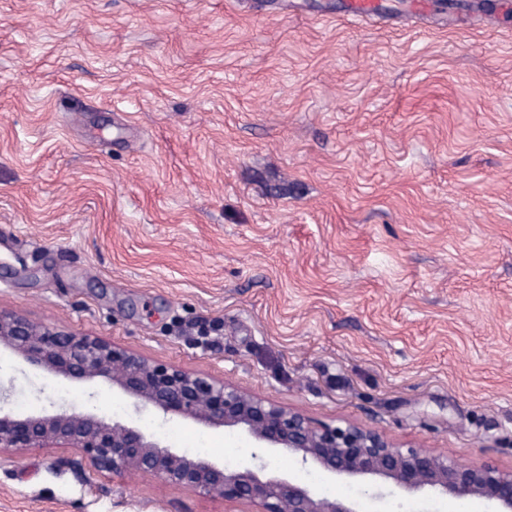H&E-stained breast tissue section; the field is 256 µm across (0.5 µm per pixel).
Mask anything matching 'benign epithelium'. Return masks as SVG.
Instances as JSON below:
<instances>
[{
  "label": "benign epithelium",
  "mask_w": 512,
  "mask_h": 512,
  "mask_svg": "<svg viewBox=\"0 0 512 512\" xmlns=\"http://www.w3.org/2000/svg\"><path fill=\"white\" fill-rule=\"evenodd\" d=\"M2 346L51 374L102 380L136 407H150L165 418L236 428L257 447L294 456L330 480L379 479L387 492L374 495L378 501L393 493L429 501L477 498L490 512H512V470L492 463L468 464L447 454L403 448L381 432L355 425L316 423L232 384L149 362L99 337L0 312ZM8 399L0 392V450L76 448L97 471L150 474L205 495L257 504L260 512H362L354 499L327 496L263 464L227 468L176 451L135 420L109 423L92 412H19L4 407Z\"/></svg>",
  "instance_id": "benign-epithelium-1"
}]
</instances>
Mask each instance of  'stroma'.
I'll use <instances>...</instances> for the list:
<instances>
[{
    "label": "stroma",
    "mask_w": 512,
    "mask_h": 512,
    "mask_svg": "<svg viewBox=\"0 0 512 512\" xmlns=\"http://www.w3.org/2000/svg\"><path fill=\"white\" fill-rule=\"evenodd\" d=\"M389 2L0 0V311L512 470V8ZM0 386L255 452L5 349ZM0 512L256 509L28 448ZM343 9L347 16L364 21L381 15L379 0H344Z\"/></svg>",
    "instance_id": "obj_1"
}]
</instances>
